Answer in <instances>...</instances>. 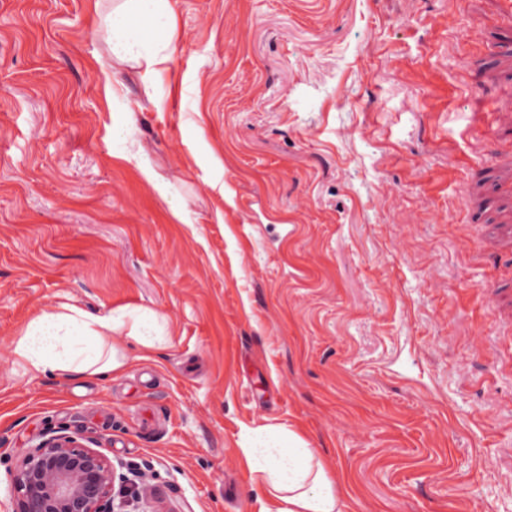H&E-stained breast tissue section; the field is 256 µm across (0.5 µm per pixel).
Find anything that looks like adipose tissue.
Here are the masks:
<instances>
[{
	"mask_svg": "<svg viewBox=\"0 0 512 512\" xmlns=\"http://www.w3.org/2000/svg\"><path fill=\"white\" fill-rule=\"evenodd\" d=\"M147 26H140V19ZM176 16L170 0H121L105 17L111 55L162 75L169 59L159 46ZM167 320L125 307L89 313L73 305L34 312L15 353L33 373L59 377L110 376L123 371L130 347L166 348ZM241 457L251 476L257 512H345L346 496L335 466L296 430L265 425L244 429Z\"/></svg>",
	"mask_w": 512,
	"mask_h": 512,
	"instance_id": "1",
	"label": "adipose tissue"
}]
</instances>
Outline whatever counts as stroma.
Returning <instances> with one entry per match:
<instances>
[{
  "instance_id": "1",
  "label": "stroma",
  "mask_w": 512,
  "mask_h": 512,
  "mask_svg": "<svg viewBox=\"0 0 512 512\" xmlns=\"http://www.w3.org/2000/svg\"><path fill=\"white\" fill-rule=\"evenodd\" d=\"M172 3L164 78L111 61L112 97V0H0V512L54 432L142 469L137 512H257L239 448L265 424L303 429L348 512H512L490 292L512 260L472 254L512 205V22L494 0ZM63 304L151 309L173 344L33 375L15 343Z\"/></svg>"
}]
</instances>
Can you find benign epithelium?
I'll return each mask as SVG.
<instances>
[{"label":"benign epithelium","instance_id":"obj_1","mask_svg":"<svg viewBox=\"0 0 512 512\" xmlns=\"http://www.w3.org/2000/svg\"><path fill=\"white\" fill-rule=\"evenodd\" d=\"M117 480L128 478L116 474L100 451L75 435H55L36 444L10 472L14 512H126L145 489L134 485L128 498L118 501Z\"/></svg>","mask_w":512,"mask_h":512}]
</instances>
